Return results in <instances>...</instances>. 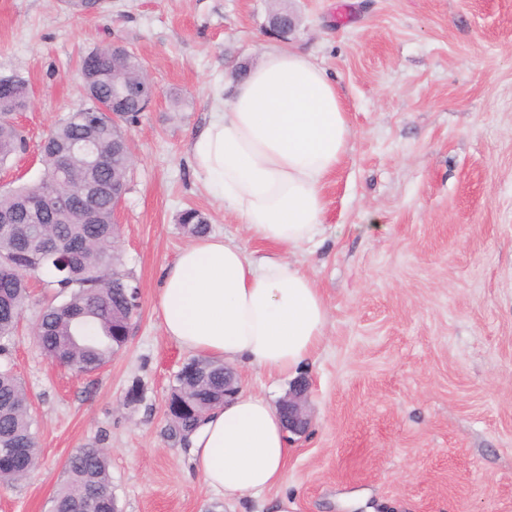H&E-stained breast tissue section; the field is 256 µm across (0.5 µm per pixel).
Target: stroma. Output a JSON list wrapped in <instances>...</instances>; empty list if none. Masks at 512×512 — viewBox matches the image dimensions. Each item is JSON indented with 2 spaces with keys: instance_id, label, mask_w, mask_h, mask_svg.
Here are the masks:
<instances>
[{
  "instance_id": "stroma-1",
  "label": "stroma",
  "mask_w": 512,
  "mask_h": 512,
  "mask_svg": "<svg viewBox=\"0 0 512 512\" xmlns=\"http://www.w3.org/2000/svg\"><path fill=\"white\" fill-rule=\"evenodd\" d=\"M297 25L267 35L272 0H0V74L34 90L16 123L24 153L0 191L39 179L46 132L84 103L82 56L114 42L159 87L130 129L134 163L117 248L141 289L131 336L100 372L42 354L33 285L8 358L31 400L39 460L0 512H51L68 456L106 449L121 512H241L169 438L166 402L192 354L164 336L163 267L193 237L254 251L241 219L190 162L233 64L280 45L326 68L353 131L326 190L324 241L293 259L328 310L327 338L299 373L310 424L290 440L279 494L298 512H512V0H287ZM178 224L193 236H201L210 232V226L206 217L195 208H186L180 212L177 218Z\"/></svg>"
}]
</instances>
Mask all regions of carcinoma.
Returning <instances> with one entry per match:
<instances>
[{"label": "carcinoma", "mask_w": 512, "mask_h": 512, "mask_svg": "<svg viewBox=\"0 0 512 512\" xmlns=\"http://www.w3.org/2000/svg\"><path fill=\"white\" fill-rule=\"evenodd\" d=\"M80 14L92 15L107 0H64ZM80 73L88 104L67 113L40 145V179L0 192V340L14 335L30 296V280L41 277L53 291L42 308L36 337L48 360L76 375H89L112 361L127 341L139 304L131 295L130 273L115 250L118 228L112 185L127 188L132 159L122 126L112 113H125V121L138 118L141 96L120 90L147 81L141 59L124 46L103 43L82 60ZM33 95L28 79L0 75V164L24 147L25 139L14 115L26 111ZM90 140L102 158L98 167L72 147ZM87 184L99 187L93 217L84 218L80 202L57 211L45 200L42 211L32 212V196L52 186L78 195ZM177 222L193 236L210 232L206 217L195 208L180 212ZM69 254L68 268L58 276L47 253ZM224 403V364L205 357L192 358L176 376L169 397L168 436L181 438L193 421ZM38 458L37 433L30 415V398L19 377L0 365V484L14 486ZM65 479L57 490L52 512H113L115 496L104 449L86 447L65 463Z\"/></svg>", "instance_id": "cac0c4a2"}]
</instances>
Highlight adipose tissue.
<instances>
[{
	"label": "adipose tissue",
	"mask_w": 512,
	"mask_h": 512,
	"mask_svg": "<svg viewBox=\"0 0 512 512\" xmlns=\"http://www.w3.org/2000/svg\"><path fill=\"white\" fill-rule=\"evenodd\" d=\"M352 130L336 83L308 56L268 48L234 83L190 146L211 195L243 220L264 251L248 256L220 236L197 238L163 269L158 313L186 350L272 377L296 375L325 341L327 308L287 251L322 232L328 178ZM195 466L224 501L280 487L288 433L263 396L239 391L190 437Z\"/></svg>",
	"instance_id": "adipose-tissue-1"
}]
</instances>
